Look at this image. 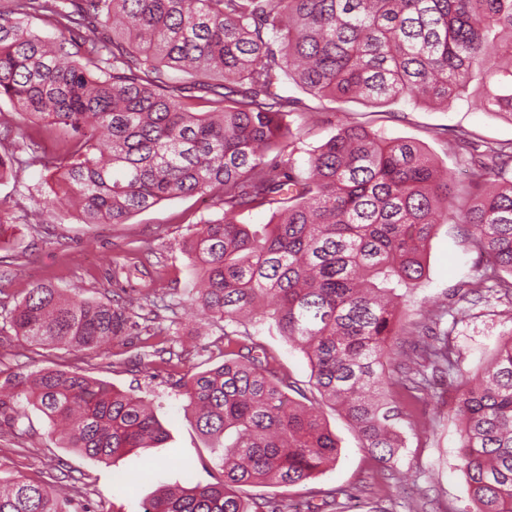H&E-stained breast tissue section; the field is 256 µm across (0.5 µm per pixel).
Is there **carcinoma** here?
<instances>
[{
    "label": "carcinoma",
    "mask_w": 512,
    "mask_h": 512,
    "mask_svg": "<svg viewBox=\"0 0 512 512\" xmlns=\"http://www.w3.org/2000/svg\"><path fill=\"white\" fill-rule=\"evenodd\" d=\"M0 13V100L68 135L57 193L85 224H125L175 198L217 195L223 215L186 243L187 309L228 325L272 321L308 356L323 399L385 468L404 440L393 388L411 401L427 369L448 372V330L400 309L424 278L440 224H461L490 265L461 299L512 291V141L484 144L459 181L406 138L346 120L306 166L288 152L291 80L317 99L377 107L450 105L470 85L480 107L512 122V0H14ZM60 32L48 41L32 26ZM194 78L179 84L169 72ZM205 100L211 112H191ZM272 211L254 229L237 216ZM36 344L94 352L126 334V307L62 298L36 282L10 317ZM184 383L187 407L223 473L217 484L160 487L144 512H265L242 487H290L336 460V437L295 402L257 343ZM31 405L66 423L64 447L97 461L158 444L166 431L140 398L76 371L43 369L10 389L0 415ZM459 470L475 512H512V337L477 381L458 384ZM314 512L345 491L312 490ZM0 512H79L49 486L16 478Z\"/></svg>",
    "instance_id": "carcinoma-1"
}]
</instances>
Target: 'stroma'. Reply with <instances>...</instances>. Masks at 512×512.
<instances>
[{"label": "stroma", "mask_w": 512, "mask_h": 512, "mask_svg": "<svg viewBox=\"0 0 512 512\" xmlns=\"http://www.w3.org/2000/svg\"><path fill=\"white\" fill-rule=\"evenodd\" d=\"M288 93L297 100L294 157L300 163L336 134L347 117L384 137L421 143L454 173L462 168L465 154L449 149L447 129L465 133L478 145L512 139V123L477 109L470 95L447 108L408 103L374 107L354 101L338 112L333 102L313 98L296 87H289ZM0 112L22 128L21 134L0 141V151L13 153L19 161L16 178L0 181V240L7 243L6 250H0V263L12 270L9 279L0 280V385L43 369L76 370L154 401L167 431L165 441L156 447L135 449L113 463L94 461L62 447L51 434L48 420L32 409L22 426L0 421V479L23 477L64 489L77 506L91 512H141L160 486L188 479L220 481L222 473L195 427L182 391L190 374L223 362L224 325L204 324L182 303L194 287L185 242L201 219L221 216V207L195 195L163 201L125 224L82 223L75 207L52 205L50 187L55 178L23 146L22 137L27 134L47 152L63 153V131L48 122L27 119L5 100L0 102ZM140 252L147 253L153 265L157 293L177 304L175 311L160 314L173 324L170 344L179 358L170 364L137 357L145 344L137 328L150 307L134 305L144 281L129 272L126 262ZM481 261L459 225H438L426 249V276L407 299L410 310L448 305L457 289L472 280ZM37 281L52 283L69 296L128 302L132 327L126 336L91 354L30 343L15 335L10 313ZM236 331L263 344L280 376L301 388L304 403L320 408L339 448L335 464L311 486H249L247 495L298 503L309 498L310 488L340 487L354 495L348 512H473L458 468L462 424L454 410L453 386H439L423 403L422 416L431 419V428L421 429L413 417L400 420L406 447L396 469L387 470L362 449L350 422L325 404L312 384L307 357L288 343L274 323L241 324ZM511 336L512 297H493L473 308L452 330L459 371L471 376L481 373Z\"/></svg>", "instance_id": "obj_1"}]
</instances>
